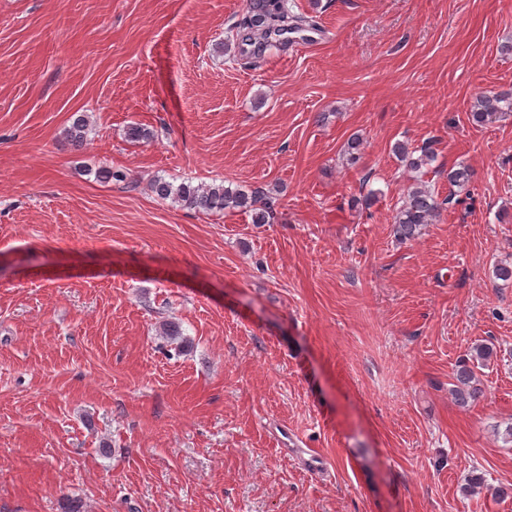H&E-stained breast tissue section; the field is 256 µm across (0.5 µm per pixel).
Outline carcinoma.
Here are the masks:
<instances>
[{"mask_svg": "<svg viewBox=\"0 0 512 512\" xmlns=\"http://www.w3.org/2000/svg\"><path fill=\"white\" fill-rule=\"evenodd\" d=\"M288 0H250L249 8L236 24V39L241 44H252L260 39L267 44L270 40L286 32L301 31L311 26L310 21L301 14L289 11ZM512 112V91L487 92L474 101L470 120L476 125H484L496 119L500 114ZM90 132L86 116L77 115L65 131V139L74 147H80ZM393 153L405 165L415 172L434 161V152L425 145L420 155L401 142L393 146ZM152 192L161 200H171L184 207L207 212L221 213L226 209H242L251 212L252 223L268 224L273 216L274 201L270 192L231 189L224 184H193L182 181L174 184L164 178L151 183ZM442 208L434 191L429 186L418 183L407 191L405 202L393 217L395 235L401 240L415 238L425 224L432 223ZM497 355L492 343H481L470 348L469 357L459 361L453 372L450 389L454 402L466 407L477 402L484 394L480 380L475 373V365L484 366ZM487 485L485 474L473 470L462 487L463 493L471 495Z\"/></svg>", "mask_w": 512, "mask_h": 512, "instance_id": "obj_1", "label": "carcinoma"}]
</instances>
